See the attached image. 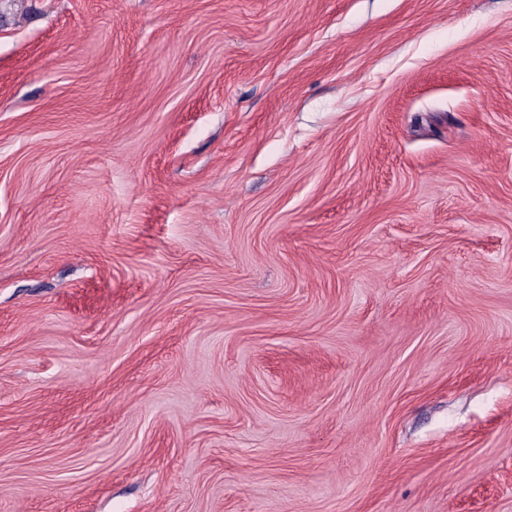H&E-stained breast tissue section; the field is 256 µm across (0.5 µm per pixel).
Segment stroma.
<instances>
[{"label": "stroma", "mask_w": 512, "mask_h": 512, "mask_svg": "<svg viewBox=\"0 0 512 512\" xmlns=\"http://www.w3.org/2000/svg\"><path fill=\"white\" fill-rule=\"evenodd\" d=\"M0 512H512V0H0Z\"/></svg>", "instance_id": "stroma-1"}]
</instances>
